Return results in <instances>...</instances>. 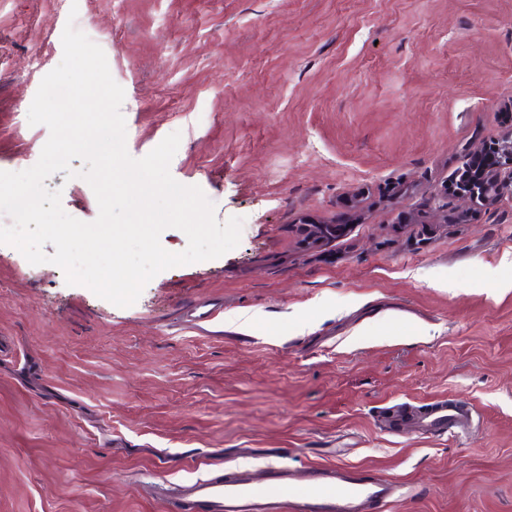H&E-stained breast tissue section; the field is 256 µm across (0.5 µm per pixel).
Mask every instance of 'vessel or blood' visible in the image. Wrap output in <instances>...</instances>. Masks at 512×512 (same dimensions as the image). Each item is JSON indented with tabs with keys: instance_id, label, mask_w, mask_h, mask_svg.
Here are the masks:
<instances>
[{
	"instance_id": "1",
	"label": "vessel or blood",
	"mask_w": 512,
	"mask_h": 512,
	"mask_svg": "<svg viewBox=\"0 0 512 512\" xmlns=\"http://www.w3.org/2000/svg\"><path fill=\"white\" fill-rule=\"evenodd\" d=\"M469 410L458 399L385 407L388 430L401 435H463ZM399 483L374 470L349 465H291L214 469L167 491L165 512H387Z\"/></svg>"
}]
</instances>
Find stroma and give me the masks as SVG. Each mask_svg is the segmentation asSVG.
I'll use <instances>...</instances> for the list:
<instances>
[{
	"label": "stroma",
	"mask_w": 512,
	"mask_h": 512,
	"mask_svg": "<svg viewBox=\"0 0 512 512\" xmlns=\"http://www.w3.org/2000/svg\"><path fill=\"white\" fill-rule=\"evenodd\" d=\"M70 22L129 154L180 133L173 178L244 223L125 308L0 244V512H162L150 485L283 448L399 480L390 512H512V198L445 193L512 129V0H0V171L40 157ZM47 184L97 218L85 180ZM302 217L338 231L307 247ZM211 303L254 323H187ZM443 398L470 435L380 421Z\"/></svg>",
	"instance_id": "stroma-1"
}]
</instances>
